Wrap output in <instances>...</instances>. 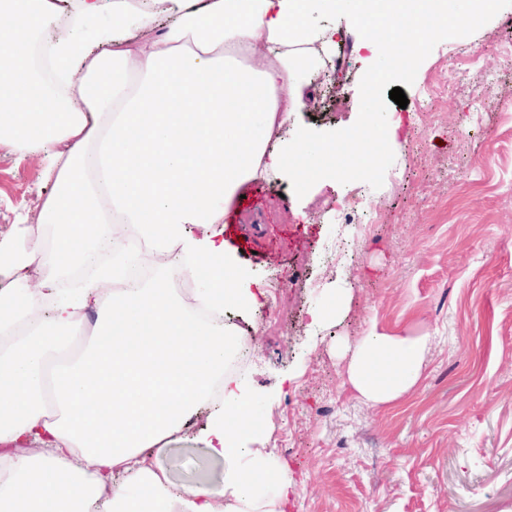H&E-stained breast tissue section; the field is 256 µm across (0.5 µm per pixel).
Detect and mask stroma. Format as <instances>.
<instances>
[{"label":"stroma","mask_w":512,"mask_h":512,"mask_svg":"<svg viewBox=\"0 0 512 512\" xmlns=\"http://www.w3.org/2000/svg\"><path fill=\"white\" fill-rule=\"evenodd\" d=\"M385 51L342 74L298 81L294 119L311 141L363 124L385 132L379 179L323 174L296 189L284 174L252 183L224 215V247L266 292L226 308L244 334L232 377L261 430L254 448L285 463L297 488L287 512H512V0L427 46L416 67L370 72ZM465 79L431 101L424 87L459 65ZM401 88L399 108L389 97ZM44 166L0 142V234L39 226ZM378 204L349 222L341 197ZM339 316L310 325L336 289ZM426 336L418 383L389 405L357 400L337 348L370 329ZM197 417L155 467L179 487L220 485Z\"/></svg>","instance_id":"1"}]
</instances>
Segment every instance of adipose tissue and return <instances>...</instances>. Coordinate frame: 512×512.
<instances>
[{
	"label": "adipose tissue",
	"instance_id": "adipose-tissue-1",
	"mask_svg": "<svg viewBox=\"0 0 512 512\" xmlns=\"http://www.w3.org/2000/svg\"><path fill=\"white\" fill-rule=\"evenodd\" d=\"M0 0V139L39 158L51 188L41 221L52 238L0 243V264L83 261L113 244L111 266L77 290L54 277L31 287L0 281V512H283L294 480L271 453L249 447L259 430L238 383L210 385L242 343L224 308L259 299L224 253L216 229L249 183L270 172L298 185L373 163L378 131L333 143L281 134L292 87L309 74L307 49L332 35L308 27L312 9L352 15L360 45L400 49L415 66L448 29L441 0ZM109 28L89 34L88 15ZM263 62H255L258 50ZM290 129V128H289ZM134 227L162 258L198 273L199 320L160 280L128 283L137 255L116 247ZM98 320L54 382L45 366ZM347 383L364 403L389 404L421 377L429 339L368 332L349 348ZM206 413L209 446L224 458L219 488L171 486L149 464L193 415ZM277 487L260 502L259 486Z\"/></svg>",
	"mask_w": 512,
	"mask_h": 512
}]
</instances>
